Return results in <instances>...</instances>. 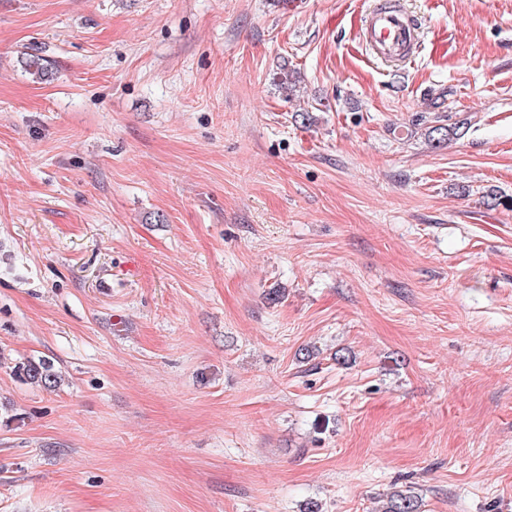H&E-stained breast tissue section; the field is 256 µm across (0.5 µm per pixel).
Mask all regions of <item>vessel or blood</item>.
<instances>
[{
    "label": "vessel or blood",
    "mask_w": 512,
    "mask_h": 512,
    "mask_svg": "<svg viewBox=\"0 0 512 512\" xmlns=\"http://www.w3.org/2000/svg\"><path fill=\"white\" fill-rule=\"evenodd\" d=\"M364 36L375 57L389 61L403 60L412 54L417 45L418 27L416 21L392 0L391 4L369 14Z\"/></svg>",
    "instance_id": "vessel-or-blood-1"
}]
</instances>
